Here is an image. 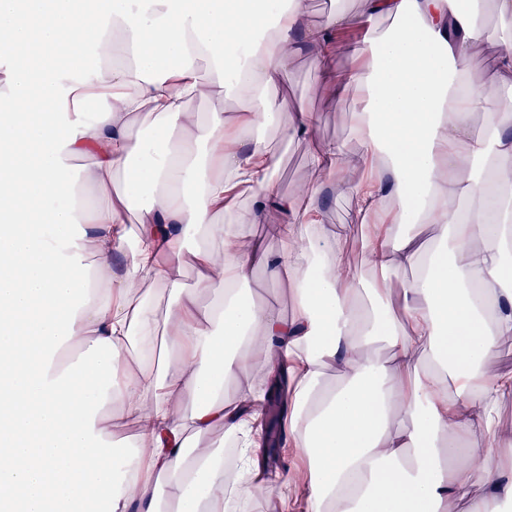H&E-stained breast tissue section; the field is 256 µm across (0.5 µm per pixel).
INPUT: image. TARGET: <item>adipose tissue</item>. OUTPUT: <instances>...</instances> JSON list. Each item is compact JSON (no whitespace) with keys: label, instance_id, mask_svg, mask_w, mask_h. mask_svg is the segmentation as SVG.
<instances>
[{"label":"adipose tissue","instance_id":"1","mask_svg":"<svg viewBox=\"0 0 512 512\" xmlns=\"http://www.w3.org/2000/svg\"><path fill=\"white\" fill-rule=\"evenodd\" d=\"M483 8L360 0L312 21L300 0H0V512H224V452L189 440L218 427L244 441L243 494L289 503L288 479L254 475L245 408L263 391L223 397L255 364L288 377L279 422L307 463L306 512H448L475 488L472 512H512V456L492 452L512 373L487 370L512 339V114L496 110L512 31L489 38ZM364 21L337 75L336 33ZM488 41L491 83L463 80ZM304 49L350 98L360 151L318 141L299 105L282 135L309 145L312 170L290 199L280 156L250 131L275 124L265 92ZM89 98L103 104L91 122ZM232 98L263 104L229 116ZM138 120L157 139L132 141ZM348 167L364 173L356 218L386 215L364 271L345 268L349 225L322 222V186ZM243 187L251 222L282 214L280 252L226 221ZM257 268L287 280L291 314L239 298ZM148 284L172 306L157 311ZM113 406L136 421L134 444L113 438Z\"/></svg>","mask_w":512,"mask_h":512}]
</instances>
